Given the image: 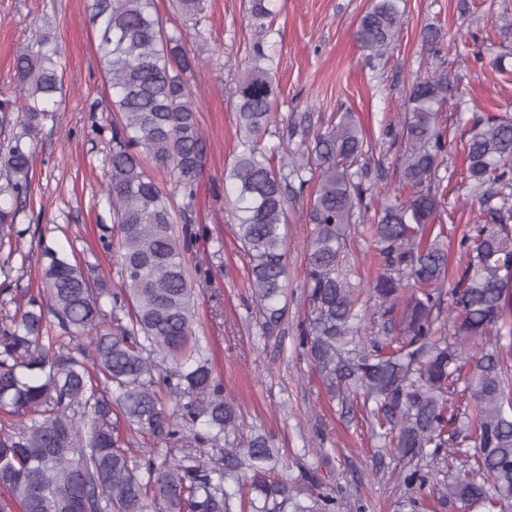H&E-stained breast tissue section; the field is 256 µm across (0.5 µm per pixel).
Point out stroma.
Listing matches in <instances>:
<instances>
[{
    "label": "stroma",
    "mask_w": 512,
    "mask_h": 512,
    "mask_svg": "<svg viewBox=\"0 0 512 512\" xmlns=\"http://www.w3.org/2000/svg\"><path fill=\"white\" fill-rule=\"evenodd\" d=\"M91 0H0V89L13 86L19 47L33 35H48L62 51L64 96L55 120L35 142L26 197H6L16 211L18 253L0 249V316L41 288L36 257L43 246L69 255L94 274L115 277L116 248L105 247L112 224L102 192L103 160L111 145L106 130L109 91L90 20ZM370 0H276L278 16L269 39L276 44V126L290 144L310 122L323 129L330 116L350 114L371 150L363 159L376 191L367 204L380 208L383 187H396L402 150L399 130L414 76L447 71L450 89L442 115L455 149L444 158L445 205L454 211L444 224L448 268H464L459 241L481 210L462 180L465 142L476 121L512 114V0H404L403 31L388 55L370 61L355 40ZM166 28L182 25L186 49L198 58L189 80L202 108L198 119L210 144L196 200L179 231L188 235L187 271H211L197 294L198 335L213 353L224 394L239 407L244 431L269 435L279 448L280 478L305 495V474L342 495L338 512H400L409 490L396 464L383 455L359 408L330 399L296 340L306 317L304 250L311 229L297 200L288 202V315L274 336L263 334L249 288V259L235 236L232 206L224 195V172L239 151L240 130L231 90L251 63L252 28L246 0H206L201 24L180 22L171 0H156ZM442 35L440 54L422 40L426 28ZM208 235H199V228ZM344 264L353 280L379 273L377 245L351 236Z\"/></svg>",
    "instance_id": "obj_1"
}]
</instances>
